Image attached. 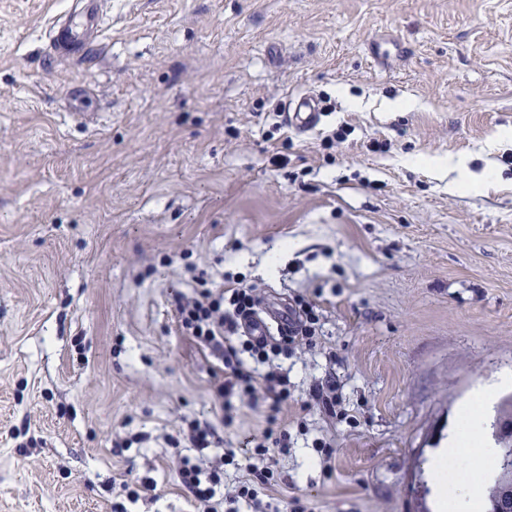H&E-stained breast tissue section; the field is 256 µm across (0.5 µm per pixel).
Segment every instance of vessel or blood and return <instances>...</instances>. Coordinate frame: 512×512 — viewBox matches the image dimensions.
<instances>
[{"instance_id": "obj_1", "label": "vessel or blood", "mask_w": 512, "mask_h": 512, "mask_svg": "<svg viewBox=\"0 0 512 512\" xmlns=\"http://www.w3.org/2000/svg\"><path fill=\"white\" fill-rule=\"evenodd\" d=\"M101 0H71L67 9L51 24L47 55L50 62H79L101 45ZM290 128L308 132L316 128L323 116L319 99L302 93L287 99L283 106Z\"/></svg>"}]
</instances>
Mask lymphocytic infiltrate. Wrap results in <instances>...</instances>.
Returning a JSON list of instances; mask_svg holds the SVG:
<instances>
[{"mask_svg":"<svg viewBox=\"0 0 512 512\" xmlns=\"http://www.w3.org/2000/svg\"><path fill=\"white\" fill-rule=\"evenodd\" d=\"M257 304L255 288L240 281L226 288H206L195 297L176 301V318L182 332L221 358L224 381L216 388L215 397L225 421H232L238 399L259 400L267 408V426L246 459L245 475L224 501H217L216 489L225 463L236 457L234 450L221 451L207 459H180V481L191 496L194 512H219L218 506L223 502L228 505L226 512H236L234 505L241 499L248 500L253 512H267L264 497L276 482L270 451L288 449L290 434L287 426L280 423L279 413L288 402L289 379L274 360L290 356L298 346H316L317 317L312 304L296 299L291 309L294 324L282 339L259 341L240 332Z\"/></svg>","mask_w":512,"mask_h":512,"instance_id":"obj_1","label":"lymphocytic infiltrate"}]
</instances>
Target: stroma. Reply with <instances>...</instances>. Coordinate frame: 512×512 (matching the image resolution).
<instances>
[{
  "label": "stroma",
  "instance_id": "obj_1",
  "mask_svg": "<svg viewBox=\"0 0 512 512\" xmlns=\"http://www.w3.org/2000/svg\"><path fill=\"white\" fill-rule=\"evenodd\" d=\"M66 7L0 0V512H192L167 435L261 436L263 405L223 422L219 362L178 327L189 264L320 318L281 362L307 431L269 512H439L458 407L491 389V448L512 397V0H106L99 57L50 69ZM298 91L324 105L306 135L277 115ZM330 376L342 420L301 409ZM469 448L465 443V437L456 431L448 438V448L441 450L431 461V471L434 484L440 495L441 506L443 507V495L447 489L446 472L448 464L452 460L462 461L468 454Z\"/></svg>",
  "mask_w": 512,
  "mask_h": 512
}]
</instances>
